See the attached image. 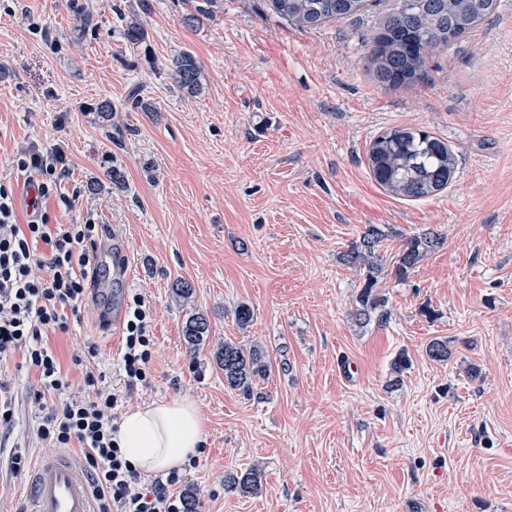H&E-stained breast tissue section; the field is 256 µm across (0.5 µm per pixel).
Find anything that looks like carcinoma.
Returning a JSON list of instances; mask_svg holds the SVG:
<instances>
[{"label": "carcinoma", "instance_id": "cac0c4a2", "mask_svg": "<svg viewBox=\"0 0 512 512\" xmlns=\"http://www.w3.org/2000/svg\"><path fill=\"white\" fill-rule=\"evenodd\" d=\"M371 0H272L274 10L298 27L316 29L330 20L356 17L368 10ZM488 0H395L383 26L369 39V61L373 77L384 85L413 82L436 52L472 32L492 12ZM127 45L137 48L146 40L140 23L126 24ZM172 75L178 86L190 94L201 91L200 67L184 53L172 60ZM368 161L375 180L390 194L415 201L448 188L456 170V157L448 144L416 128H393L378 135L368 150ZM384 234L376 227L366 229L358 243L343 254L344 263L364 267L365 285L358 294L353 316L361 324L372 319L383 322L390 312L386 298L377 292L382 270L376 255ZM441 245V238L425 232L410 238L393 261L394 274L405 277L428 254ZM210 332L206 315H190L182 327V337L190 349L205 345ZM434 361L447 362L452 356L448 339L436 337L426 346ZM217 367L224 371V385L245 394L266 378L269 365L261 347L253 344L224 343L213 354ZM409 366L399 353L392 364L390 386L397 387ZM261 473L252 468L224 474V493L253 494L261 488Z\"/></svg>", "mask_w": 512, "mask_h": 512}]
</instances>
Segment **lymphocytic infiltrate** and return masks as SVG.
Here are the masks:
<instances>
[{"mask_svg": "<svg viewBox=\"0 0 512 512\" xmlns=\"http://www.w3.org/2000/svg\"><path fill=\"white\" fill-rule=\"evenodd\" d=\"M15 162L29 173L34 195L29 221L18 223L14 191L0 183V434L13 432L17 405L26 402L40 442L79 449L96 512H182V498L171 491L178 472L146 479L116 439L134 394L152 384L151 304L143 294L132 295L111 370L102 369L99 346L85 343L73 358L82 384L72 390L49 338L68 332L99 271L101 226L91 211L81 223L55 224L44 209V199L58 193L67 173L61 149L33 143Z\"/></svg>", "mask_w": 512, "mask_h": 512, "instance_id": "lymphocytic-infiltrate-1", "label": "lymphocytic infiltrate"}]
</instances>
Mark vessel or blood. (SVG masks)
I'll list each match as a JSON object with an SVG mask.
<instances>
[{"label": "vessel or blood", "mask_w": 512, "mask_h": 512, "mask_svg": "<svg viewBox=\"0 0 512 512\" xmlns=\"http://www.w3.org/2000/svg\"><path fill=\"white\" fill-rule=\"evenodd\" d=\"M112 307L105 322L119 325L125 315L123 284L129 283L133 268L129 247L120 232H113ZM33 512H93L90 483L73 456L60 451L44 455L31 479Z\"/></svg>", "instance_id": "b4317fda"}]
</instances>
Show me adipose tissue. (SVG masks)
Segmentation results:
<instances>
[{"instance_id":"adipose-tissue-1","label":"adipose tissue","mask_w":512,"mask_h":512,"mask_svg":"<svg viewBox=\"0 0 512 512\" xmlns=\"http://www.w3.org/2000/svg\"><path fill=\"white\" fill-rule=\"evenodd\" d=\"M116 438L131 464L150 474L188 464L203 446V428L194 405L175 399L129 411Z\"/></svg>"}]
</instances>
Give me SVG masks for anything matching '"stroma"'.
Listing matches in <instances>:
<instances>
[{
  "label": "stroma",
  "instance_id": "obj_1",
  "mask_svg": "<svg viewBox=\"0 0 512 512\" xmlns=\"http://www.w3.org/2000/svg\"><path fill=\"white\" fill-rule=\"evenodd\" d=\"M393 3L306 30L271 0H221L191 26L196 0H149L146 12L139 0H0V183L22 194L18 147L60 145L75 202L49 199L52 222L91 208L104 236L121 225L127 289L154 310L158 366L142 402L190 401L203 424L177 488L197 512H512V0L430 59L423 82L398 88L374 79L367 46ZM120 11L145 28L140 47L126 44ZM186 52L201 69L197 94L171 75ZM135 86L153 111L134 106ZM104 101L108 129L95 112ZM399 127L455 151L448 189L405 201L375 181L370 143ZM114 167L123 188L93 191ZM370 225L386 233L388 262L414 235L442 243L405 278L382 273L390 317L361 326L365 274L341 256ZM178 279L191 302L173 294ZM110 301L86 303L52 337L63 367L86 338L105 356L119 350L121 329L97 316ZM197 311L210 337L191 350L182 327ZM435 337L448 339L449 361L427 356ZM227 341L268 356L251 395L225 386L214 363ZM402 351L410 367L393 387ZM473 365L482 379L469 378ZM8 460L0 447V499L26 512L30 477ZM251 467L258 493L225 494V473Z\"/></svg>",
  "mask_w": 512,
  "mask_h": 512
}]
</instances>
